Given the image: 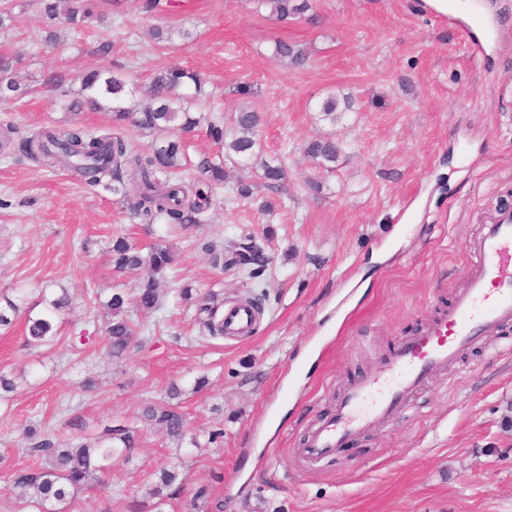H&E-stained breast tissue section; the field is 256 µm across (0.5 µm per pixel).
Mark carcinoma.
Instances as JSON below:
<instances>
[{"mask_svg": "<svg viewBox=\"0 0 512 512\" xmlns=\"http://www.w3.org/2000/svg\"><path fill=\"white\" fill-rule=\"evenodd\" d=\"M69 0H44L46 18L54 22L60 18L71 25H79L89 17L66 6ZM257 12L266 11L279 22L303 19L311 10L310 0H250ZM273 58L286 59L297 68L307 64V55L297 45L286 41L274 44ZM0 70L5 80L0 84V98L19 99L28 94L32 85L21 83L17 72L11 69L9 58H0ZM79 89L69 90L73 95L71 114L87 104L95 110L112 114L120 123L131 115L128 101L135 94L129 82L107 70H93L74 78ZM204 79L193 71L169 67L155 77L147 89L148 102L138 109L137 124L150 130L189 131L197 127L203 117L190 115V107L203 94ZM351 98L327 95L320 104V112L331 120L336 113L350 109ZM260 124L255 110H241L234 118L236 133L227 139L224 126L208 121L207 131L212 140L224 146L245 161L257 156L256 139ZM14 129L7 126L0 130V155L16 150L31 161L50 169H65L72 175L91 184H99L107 177L112 183V193L125 201L127 208L140 223L152 225L161 221L194 226L202 223V202L207 200L200 188L174 184L172 180L187 164L184 144L170 141L152 152L131 148L121 136H95L74 126L66 130L41 129L14 142ZM342 145L333 136L321 137L307 144L304 153L319 165L336 163ZM200 168L205 175V185H222L226 180L224 163L204 159ZM112 265L122 274L137 277L136 288L126 292L120 288L105 302L101 340L107 354L120 359L136 344L138 337L150 330V324L139 319L141 315L157 312L163 306L161 279L166 268L173 265L175 253L171 246L160 242L148 253L131 244L124 236L112 240ZM264 253L253 241L234 245L231 263L248 271V276H259L266 266ZM178 296L187 306L196 308L195 320L200 332L208 336H224V296L221 292L195 294L193 288L178 289ZM42 312L25 318V343L32 349L57 343L61 335L60 317L72 305L67 289L51 299L43 298ZM25 298L6 302L0 307V328L14 323ZM183 391L175 384L165 395L147 404L141 420L165 439L180 446L187 438L184 414L180 410ZM71 433L64 440L54 439L38 423L24 428L28 441L26 451L30 463L12 469L9 475L14 490L17 512H65V507L85 491L93 490L107 499L112 498V458L131 454L137 445L135 431L118 425H106L99 432L88 431L84 423L76 420L70 424ZM177 469L161 471L159 482L150 489L146 501L133 500L126 505L127 512H164L163 505L180 489ZM210 488L198 486L184 504L185 512H200L206 507Z\"/></svg>", "mask_w": 512, "mask_h": 512, "instance_id": "cac0c4a2", "label": "carcinoma"}]
</instances>
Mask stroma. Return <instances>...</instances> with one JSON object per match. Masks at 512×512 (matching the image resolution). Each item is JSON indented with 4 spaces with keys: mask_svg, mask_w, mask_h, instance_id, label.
<instances>
[{
    "mask_svg": "<svg viewBox=\"0 0 512 512\" xmlns=\"http://www.w3.org/2000/svg\"><path fill=\"white\" fill-rule=\"evenodd\" d=\"M71 4L94 17L77 30L56 24L53 45L40 40L49 25L40 0H0L14 15L0 54L21 74L53 73L67 88L93 68L140 91L173 64L199 72L206 96L193 114L227 123L243 107L263 112L262 156L281 160L287 177L272 184L225 158L233 177L212 189L203 224L148 230L105 185L0 157V297L49 284L73 301L54 346H26L20 319L0 329V370L21 378L0 400V512H16L8 475L29 462L24 425L62 438L76 417L93 432L130 427L139 446L113 458L112 499L86 490L69 512H122L174 464L184 485L166 512H182L203 483L224 512H512V325L480 337L409 407L333 458L310 468L294 454L347 386L447 310L470 271L467 242L512 208V0H450L444 16L422 0H312L316 23L288 25L254 13L250 0H161L152 12L143 0ZM156 28L194 38L159 41ZM106 39L114 48L104 54ZM278 39L305 49L308 64L275 61ZM331 93L355 103L329 121L319 105ZM65 102L51 87L0 99V124L26 136L76 119L142 151L169 139L104 112L72 117ZM328 134L345 145L329 170L303 153ZM239 173L251 197L238 196ZM265 201L273 211L261 210ZM122 235L175 247L168 287L220 290L228 303L263 296L254 336L200 337L171 298L156 313L157 336L125 358L108 356L89 302L97 289L134 286L111 264ZM249 236L270 259L261 278L213 265L206 243ZM37 301L30 292L28 304ZM82 333L88 342L72 346ZM201 376L209 384L193 392ZM88 377L97 381L90 392ZM173 383L185 391L189 429L223 430L216 443L179 447L141 421Z\"/></svg>",
    "mask_w": 512,
    "mask_h": 512,
    "instance_id": "stroma-1",
    "label": "stroma"
}]
</instances>
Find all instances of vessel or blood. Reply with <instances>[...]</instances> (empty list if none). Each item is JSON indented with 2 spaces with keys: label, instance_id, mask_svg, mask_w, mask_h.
<instances>
[{
  "label": "vessel or blood",
  "instance_id": "vessel-or-blood-1",
  "mask_svg": "<svg viewBox=\"0 0 512 512\" xmlns=\"http://www.w3.org/2000/svg\"><path fill=\"white\" fill-rule=\"evenodd\" d=\"M467 251L473 259L466 287L447 312L435 317L422 334L396 346L385 366L355 380L309 432L295 453L316 465L335 455L344 441L366 425L385 421L405 409L428 378L447 372L459 354L480 336L512 324V210L490 215ZM257 312L244 301L224 307V333L246 337L255 330Z\"/></svg>",
  "mask_w": 512,
  "mask_h": 512
}]
</instances>
